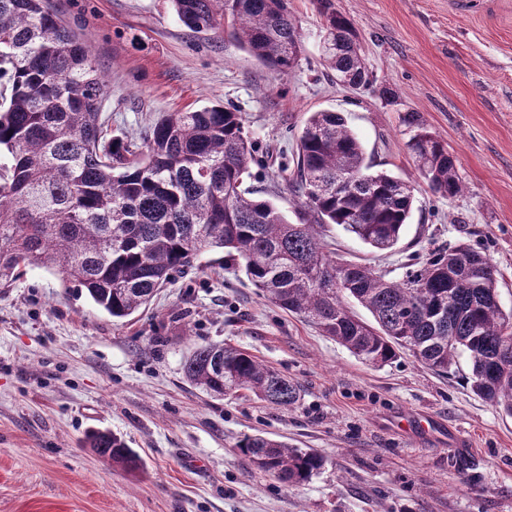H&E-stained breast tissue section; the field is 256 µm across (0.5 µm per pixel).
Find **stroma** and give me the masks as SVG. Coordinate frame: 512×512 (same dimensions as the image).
<instances>
[{
	"label": "stroma",
	"mask_w": 512,
	"mask_h": 512,
	"mask_svg": "<svg viewBox=\"0 0 512 512\" xmlns=\"http://www.w3.org/2000/svg\"><path fill=\"white\" fill-rule=\"evenodd\" d=\"M108 77V134L136 138L164 112L221 104L256 148L246 185L296 220L289 189L310 113H341L373 171L417 176L402 118L417 113L458 160L453 198L419 184L398 244L377 252L342 227L337 253L400 276L467 241L500 271L512 309V0H334L375 83L337 85L312 0H288L297 67L275 75L224 30L187 28L168 0H52ZM225 342L288 376L299 401L188 383L197 346ZM459 357L441 376L404 355L373 367L269 303L234 261L176 274L149 308L118 320L84 289L34 268L0 286V512H512V419L475 396ZM430 417L428 431L414 428ZM121 436L143 460L125 473L84 447ZM263 433L323 455L286 488L236 445Z\"/></svg>",
	"instance_id": "obj_1"
}]
</instances>
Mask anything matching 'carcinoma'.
I'll return each mask as SVG.
<instances>
[{"label":"carcinoma","mask_w":512,"mask_h":512,"mask_svg":"<svg viewBox=\"0 0 512 512\" xmlns=\"http://www.w3.org/2000/svg\"><path fill=\"white\" fill-rule=\"evenodd\" d=\"M195 31L223 24L277 74L303 44L288 0H170ZM323 29L339 40L326 55L336 77L369 86L352 22L333 0H313ZM0 284L45 268L85 289L115 319L150 304L172 276L225 251L272 304L312 324L362 362L384 366L408 353L439 374L464 354L479 398L512 417V311L498 301V271L461 242L410 264L402 277L325 249L314 226L337 224L375 250L400 240L416 183L370 172L363 146L336 112L312 113L297 138L289 185L309 222L243 188L254 145L240 113L221 104L164 112L141 140L107 137L100 119L104 77L88 46L50 0H0ZM418 175L437 194L462 191L458 158L415 113L405 116ZM373 317L368 323L348 305ZM209 396L246 391L268 404H296L298 386L248 351L207 344L183 365ZM84 446L127 472L141 463L124 440L91 431ZM239 453L287 487L323 467L314 450L254 434Z\"/></svg>","instance_id":"1"}]
</instances>
